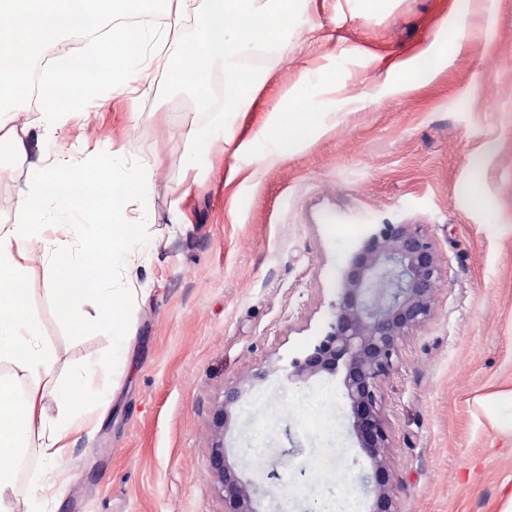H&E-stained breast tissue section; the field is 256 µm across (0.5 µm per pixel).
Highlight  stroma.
<instances>
[{
	"label": "stroma",
	"instance_id": "stroma-1",
	"mask_svg": "<svg viewBox=\"0 0 512 512\" xmlns=\"http://www.w3.org/2000/svg\"><path fill=\"white\" fill-rule=\"evenodd\" d=\"M464 17L470 34L443 72L395 89L394 66ZM177 42L155 57L145 93L87 97L40 143L50 160L97 151L151 165L143 233L157 244L117 326L70 328L41 302L53 270L32 263L30 309L57 353L46 422L61 412L54 388L100 362L113 334L129 338L118 389L87 397L95 414L70 439L46 512H224L218 447L255 487L257 512H368L370 458L338 377L288 370L327 329L346 262L376 224L420 225L443 268L432 317L381 383L398 512H493L512 488V435L480 408L512 390V0H394L366 13L303 0L209 168L186 163L203 122L195 102L160 95ZM325 70L365 106L258 166L244 144L287 112L286 92H305V73ZM27 176V160L0 146V223ZM177 210L184 223H172ZM262 367L267 379L251 383ZM238 383L247 392L225 404Z\"/></svg>",
	"mask_w": 512,
	"mask_h": 512
}]
</instances>
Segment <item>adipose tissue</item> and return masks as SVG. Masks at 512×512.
<instances>
[{
  "label": "adipose tissue",
  "mask_w": 512,
  "mask_h": 512,
  "mask_svg": "<svg viewBox=\"0 0 512 512\" xmlns=\"http://www.w3.org/2000/svg\"><path fill=\"white\" fill-rule=\"evenodd\" d=\"M139 0H30L29 8L16 12L15 0H0V16L10 18L9 28L0 29V44L25 45L69 30L81 13L132 15ZM184 21L183 9L168 13L164 27L139 25L115 29L113 39L124 58L122 69L105 74L99 88L105 94H124L144 87L150 63L147 49L176 34ZM461 32L439 28L433 41L413 58L400 62L395 72L399 89L412 88L418 80L436 74L448 63L449 39H461ZM73 64L67 51H59L50 72L43 79L40 116L36 127L16 126L15 108L0 107V139L14 154L27 159L29 176L16 193L11 222L0 224V365L10 367L8 378H0V512H16L9 481L22 453L39 455L44 465L29 477L32 502L44 498L54 471L62 465L64 442L84 413L89 389L107 395L119 385L118 369L126 358L128 339L116 336L105 358L97 365L77 372L59 392L66 415L53 424L43 421V402L56 364L54 347L43 340L41 324L29 309L26 276L31 259L30 244L45 245L43 255L49 266L71 267L75 256H92L93 271L49 281L44 304L56 308L71 328L88 320L82 298H92L103 320L124 322L128 300L139 290L135 271L139 260L155 245L140 234L128 219L130 210L147 214L150 207L149 169L125 167L115 155L88 153L80 161L64 158L47 160L39 141L56 136L64 126L61 104L74 97L70 78ZM336 76L325 71L310 80V91L288 99V124L281 135L269 128L259 129L247 143L248 151L260 161L282 160V138L301 136L318 116L338 112L335 98L325 89L335 87ZM54 207L68 230L67 239L48 237L43 220L47 207Z\"/></svg>",
  "instance_id": "adipose-tissue-1"
}]
</instances>
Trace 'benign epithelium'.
<instances>
[{"label":"benign epithelium","mask_w":512,"mask_h":512,"mask_svg":"<svg viewBox=\"0 0 512 512\" xmlns=\"http://www.w3.org/2000/svg\"><path fill=\"white\" fill-rule=\"evenodd\" d=\"M441 278L435 244L418 225H381L351 256L328 330L290 363L291 378L342 373L340 396L358 447L371 459L369 512H398L380 383L394 369L402 341L430 319ZM212 465L223 484L224 512H258L254 491L227 465L223 449H215Z\"/></svg>","instance_id":"1"}]
</instances>
